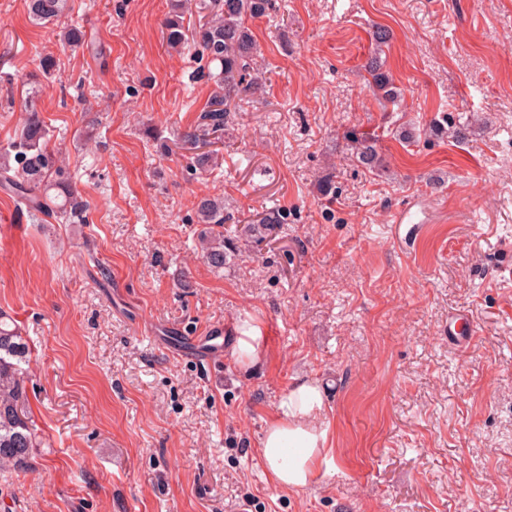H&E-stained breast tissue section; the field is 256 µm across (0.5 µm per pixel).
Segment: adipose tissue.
I'll use <instances>...</instances> for the list:
<instances>
[{
	"mask_svg": "<svg viewBox=\"0 0 512 512\" xmlns=\"http://www.w3.org/2000/svg\"><path fill=\"white\" fill-rule=\"evenodd\" d=\"M323 407L321 390L308 381L297 383L281 398L261 441L267 472L276 486L305 488L326 463L329 426Z\"/></svg>",
	"mask_w": 512,
	"mask_h": 512,
	"instance_id": "obj_1",
	"label": "adipose tissue"
}]
</instances>
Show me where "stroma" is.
Returning <instances> with one entry per match:
<instances>
[{
    "label": "stroma",
    "mask_w": 512,
    "mask_h": 512,
    "mask_svg": "<svg viewBox=\"0 0 512 512\" xmlns=\"http://www.w3.org/2000/svg\"><path fill=\"white\" fill-rule=\"evenodd\" d=\"M177 1L193 24L212 2L71 0L36 25L0 0V152L36 107L89 204L34 219L0 190V310L32 351L41 440L0 512H512V0H273L246 21L265 81L196 171L180 135L214 84L162 40ZM376 52L396 102L364 85ZM448 118L462 139L435 132ZM350 132L377 136L379 171ZM204 197L247 244L219 270L197 251ZM248 316L265 347L247 371ZM218 326L208 361L177 352ZM305 378L333 466L281 489L261 438ZM235 348L240 364L247 368L253 365L260 355L265 337L259 322L246 318L238 326Z\"/></svg>",
    "instance_id": "1"
}]
</instances>
